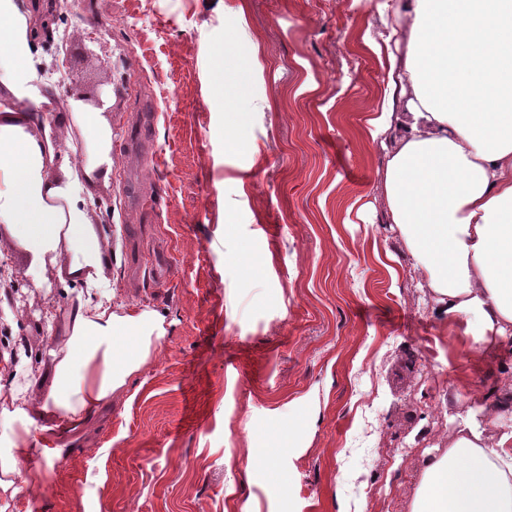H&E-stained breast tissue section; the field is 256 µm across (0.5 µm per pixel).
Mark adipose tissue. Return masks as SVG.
Returning a JSON list of instances; mask_svg holds the SVG:
<instances>
[{
  "label": "adipose tissue",
  "instance_id": "1",
  "mask_svg": "<svg viewBox=\"0 0 512 512\" xmlns=\"http://www.w3.org/2000/svg\"><path fill=\"white\" fill-rule=\"evenodd\" d=\"M376 10L390 17L384 41L397 49L369 120L383 149L387 221L441 319L486 343L512 340V0H378ZM35 27L21 0H0V227L32 269L56 267L79 290L68 340L46 350L49 390L32 396L30 370L0 382V418L13 436L0 454L5 507L34 430L78 438L167 333L160 312L113 307L96 286L98 232L77 184L111 175L112 125L80 99L54 112ZM64 130L81 131L82 151L62 150ZM120 338L129 348L116 349ZM511 407L497 404L481 423L461 419L445 453L425 463L411 512H512V428L498 425Z\"/></svg>",
  "mask_w": 512,
  "mask_h": 512
}]
</instances>
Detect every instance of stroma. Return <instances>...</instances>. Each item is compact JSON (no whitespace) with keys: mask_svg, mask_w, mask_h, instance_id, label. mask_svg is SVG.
Wrapping results in <instances>:
<instances>
[{"mask_svg":"<svg viewBox=\"0 0 512 512\" xmlns=\"http://www.w3.org/2000/svg\"><path fill=\"white\" fill-rule=\"evenodd\" d=\"M48 3L70 31L58 107L109 106L105 289L167 334L58 459L21 461L8 512H410L424 460L512 381V344L434 317L384 220L370 0ZM0 258L26 296L5 372L64 341L68 305L54 269ZM254 448L273 471L246 470Z\"/></svg>","mask_w":512,"mask_h":512,"instance_id":"1","label":"stroma"}]
</instances>
